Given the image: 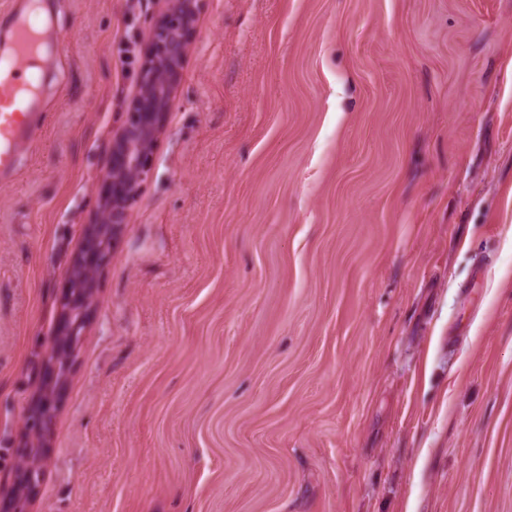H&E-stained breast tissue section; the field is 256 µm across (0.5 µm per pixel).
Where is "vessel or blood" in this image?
I'll return each instance as SVG.
<instances>
[{"label": "vessel or blood", "mask_w": 512, "mask_h": 512, "mask_svg": "<svg viewBox=\"0 0 512 512\" xmlns=\"http://www.w3.org/2000/svg\"><path fill=\"white\" fill-rule=\"evenodd\" d=\"M11 14V23L0 28V177L15 171L18 151L43 132L40 75L51 35L32 0H15Z\"/></svg>", "instance_id": "obj_1"}]
</instances>
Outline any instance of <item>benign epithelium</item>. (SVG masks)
Returning a JSON list of instances; mask_svg holds the SVG:
<instances>
[{
  "mask_svg": "<svg viewBox=\"0 0 512 512\" xmlns=\"http://www.w3.org/2000/svg\"><path fill=\"white\" fill-rule=\"evenodd\" d=\"M201 2L164 0L175 19L154 30V50L139 77L137 112L133 122L113 140L112 164L101 172L100 179L112 186V193L100 198L83 243L72 260L70 297L61 306L59 329L48 338L49 351L42 364L40 386L23 415L25 425L38 428V432H25V452L17 464L9 506L3 512H25L45 471V448L55 418L56 395L66 385L89 309L100 301L98 282L111 257L112 240L131 223L130 205L141 191L148 156L171 109L174 85L191 51V33Z\"/></svg>",
  "mask_w": 512,
  "mask_h": 512,
  "instance_id": "benign-epithelium-1",
  "label": "benign epithelium"
}]
</instances>
